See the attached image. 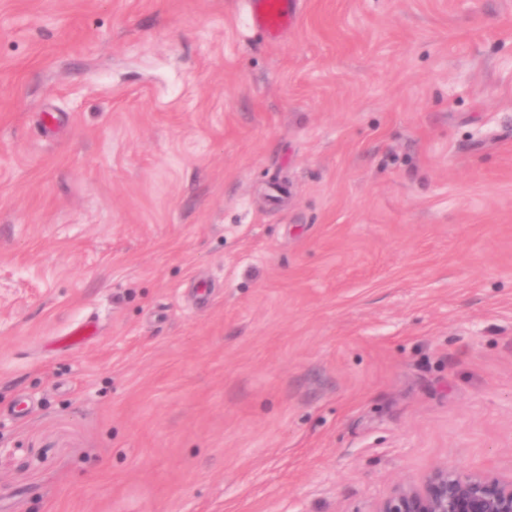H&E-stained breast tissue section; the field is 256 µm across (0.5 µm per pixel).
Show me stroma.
Segmentation results:
<instances>
[{
  "instance_id": "stroma-1",
  "label": "stroma",
  "mask_w": 512,
  "mask_h": 512,
  "mask_svg": "<svg viewBox=\"0 0 512 512\" xmlns=\"http://www.w3.org/2000/svg\"><path fill=\"white\" fill-rule=\"evenodd\" d=\"M301 2L0 0V512L512 474V0ZM248 22L269 39L281 37L298 19L300 0H248Z\"/></svg>"
}]
</instances>
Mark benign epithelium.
I'll list each match as a JSON object with an SVG mask.
<instances>
[{
	"label": "benign epithelium",
	"instance_id": "benign-epithelium-1",
	"mask_svg": "<svg viewBox=\"0 0 512 512\" xmlns=\"http://www.w3.org/2000/svg\"><path fill=\"white\" fill-rule=\"evenodd\" d=\"M377 512H512V478L445 464L420 486H402Z\"/></svg>",
	"mask_w": 512,
	"mask_h": 512
}]
</instances>
